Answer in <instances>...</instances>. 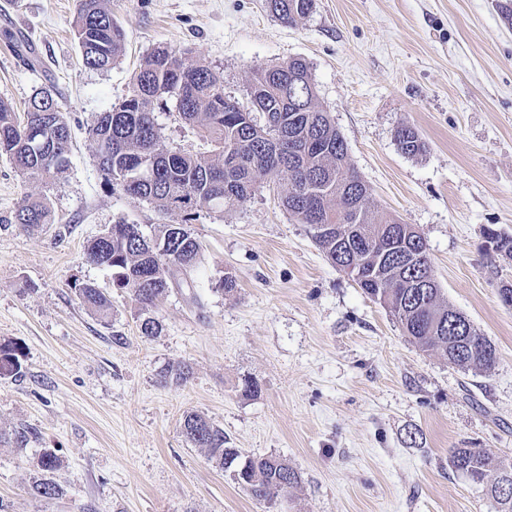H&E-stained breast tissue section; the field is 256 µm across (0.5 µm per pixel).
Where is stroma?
<instances>
[{"label": "stroma", "mask_w": 512, "mask_h": 512, "mask_svg": "<svg viewBox=\"0 0 512 512\" xmlns=\"http://www.w3.org/2000/svg\"><path fill=\"white\" fill-rule=\"evenodd\" d=\"M79 4L0 0V99L21 114L52 90L72 133L50 184L0 157V344L24 353L20 374L0 375L8 512H497L448 451L512 459V310L499 299L512 261L482 248L487 226L512 235V24L498 0H315L292 27L265 0H110L126 41L105 71L82 61ZM158 46L204 60L244 105L255 68L305 60L351 167L381 213L424 237L444 299L495 346V368L473 374L405 336L283 209L284 173L191 223L193 284L159 301L161 333L141 336L137 305L84 249L121 220L148 231L181 218L109 190L87 130ZM404 124L423 155L398 149ZM28 192L47 197L54 223H9ZM84 282L111 299L108 318L81 303ZM173 362L189 366L186 384L162 381ZM247 378L258 395L243 393ZM192 412L243 454L279 455L299 485L253 498L186 440ZM46 448L61 460L54 499L32 492Z\"/></svg>", "instance_id": "35a3bbf8"}]
</instances>
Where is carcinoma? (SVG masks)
I'll list each match as a JSON object with an SVG mask.
<instances>
[{
	"mask_svg": "<svg viewBox=\"0 0 512 512\" xmlns=\"http://www.w3.org/2000/svg\"><path fill=\"white\" fill-rule=\"evenodd\" d=\"M270 13L282 23L296 25L313 8V0H266ZM85 65L109 70L123 55L125 35L112 18L108 0H80L72 23ZM250 106L224 94V82L208 64L177 55L165 46L147 54L134 73L129 93L120 103L102 113L88 128V136L108 152L99 162L103 181L111 190L146 201L164 214H178L180 224H159L153 234H138V225L119 221L90 241L87 261L112 271V287L128 291L143 314L140 332L146 337L162 330L149 315L150 308L171 291L173 269L192 273L201 259V244L189 224L200 212L222 213L241 206L254 195L263 179L282 172L289 175L282 204L307 227L311 239L325 258L336 264L337 250L354 257L361 266L357 283L376 299L400 324L403 333L424 351L439 350L448 362L464 370L485 373L497 362L491 341L463 321L464 314L445 303L441 288L420 296L408 283L433 272L425 239L407 233L408 224L380 217L368 187L348 162V147L334 122L318 103L309 66L292 59L253 71L248 86ZM175 111L196 128L210 149L200 152L171 148L162 140L157 112ZM70 126L55 95L36 91L28 101L25 118L0 100V153L7 155L27 179L51 182L63 173L69 156L47 167L44 157ZM398 149L409 157L426 151L418 130L410 125L395 134ZM363 201L359 218L343 212L352 197ZM8 223L35 229L54 223L44 195L27 194ZM359 224L358 231L337 240L336 233L316 232V224ZM483 237L495 241L491 257L512 261V235L493 226ZM82 303L100 317H107L112 302L93 284H74ZM23 351L18 345H0V374L18 373ZM190 377L181 362L166 366L163 379L177 384ZM182 431L196 447L258 500L272 501L301 481L300 474L276 455L242 457L226 447L224 429L204 415L185 416ZM44 479L34 486L39 497L61 492L55 479L60 459L56 450L45 448L39 456ZM448 466L469 480L479 478L499 505L498 512H512V500H500V484L512 480V460L495 457L481 448H451Z\"/></svg>",
	"mask_w": 512,
	"mask_h": 512,
	"instance_id": "1",
	"label": "carcinoma"
}]
</instances>
